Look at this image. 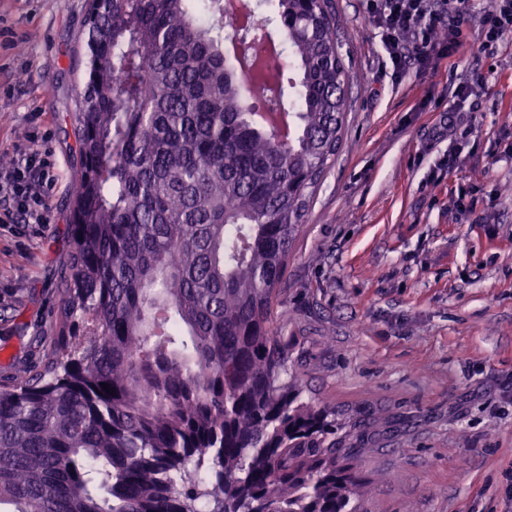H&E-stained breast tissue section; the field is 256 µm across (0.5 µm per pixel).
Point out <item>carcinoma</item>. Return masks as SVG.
I'll return each instance as SVG.
<instances>
[{
  "label": "carcinoma",
  "mask_w": 512,
  "mask_h": 512,
  "mask_svg": "<svg viewBox=\"0 0 512 512\" xmlns=\"http://www.w3.org/2000/svg\"><path fill=\"white\" fill-rule=\"evenodd\" d=\"M268 5L289 103L243 90L223 0H91L70 266L0 377V512H356L379 417L303 398L274 326L349 73L331 0Z\"/></svg>",
  "instance_id": "obj_1"
}]
</instances>
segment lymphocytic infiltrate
<instances>
[{
    "label": "lymphocytic infiltrate",
    "instance_id": "lymphocytic-infiltrate-1",
    "mask_svg": "<svg viewBox=\"0 0 512 512\" xmlns=\"http://www.w3.org/2000/svg\"><path fill=\"white\" fill-rule=\"evenodd\" d=\"M364 16L379 33L394 79L410 69H434L468 50L463 25L477 19L484 47L512 32V0H362ZM53 178L36 151L18 148L7 168H0V199L11 201L27 223L44 221L47 190Z\"/></svg>",
    "mask_w": 512,
    "mask_h": 512
}]
</instances>
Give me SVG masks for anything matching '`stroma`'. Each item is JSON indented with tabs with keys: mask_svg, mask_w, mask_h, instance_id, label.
<instances>
[{
	"mask_svg": "<svg viewBox=\"0 0 512 512\" xmlns=\"http://www.w3.org/2000/svg\"><path fill=\"white\" fill-rule=\"evenodd\" d=\"M88 0H0V154L57 177L42 224L0 206V374L55 323L80 163L70 112ZM350 67L342 144L288 258L276 326L306 395L395 426L358 462L361 512H512V33L392 83L362 0H333ZM477 89L439 135L457 87Z\"/></svg>",
	"mask_w": 512,
	"mask_h": 512,
	"instance_id": "stroma-1",
	"label": "stroma"
}]
</instances>
